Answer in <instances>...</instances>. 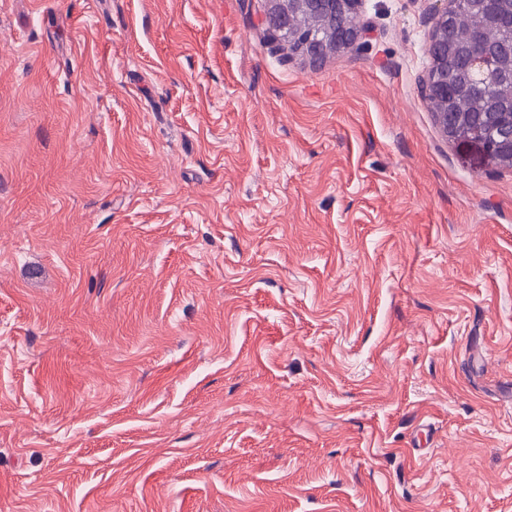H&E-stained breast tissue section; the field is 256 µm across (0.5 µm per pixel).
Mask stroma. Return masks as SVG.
<instances>
[{"mask_svg": "<svg viewBox=\"0 0 512 512\" xmlns=\"http://www.w3.org/2000/svg\"><path fill=\"white\" fill-rule=\"evenodd\" d=\"M263 3L0 0V512H512V169L421 94L439 4L313 66Z\"/></svg>", "mask_w": 512, "mask_h": 512, "instance_id": "stroma-1", "label": "stroma"}]
</instances>
